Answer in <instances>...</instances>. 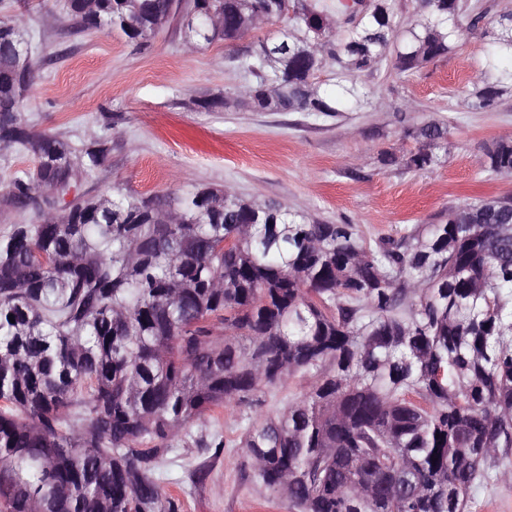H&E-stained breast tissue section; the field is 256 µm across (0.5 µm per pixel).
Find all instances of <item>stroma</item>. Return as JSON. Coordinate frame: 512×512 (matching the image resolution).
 Here are the masks:
<instances>
[{"label":"stroma","mask_w":512,"mask_h":512,"mask_svg":"<svg viewBox=\"0 0 512 512\" xmlns=\"http://www.w3.org/2000/svg\"><path fill=\"white\" fill-rule=\"evenodd\" d=\"M67 0H0V18L19 16L40 61V79L27 92L24 117L33 130L81 148L107 141L101 169L73 191L112 190L171 200L203 187H229L318 219L357 225L367 240L399 237L465 203L512 196V176L494 175L485 153L512 139V91L486 112L467 105L479 82L490 41L475 28L448 55L399 74H363L356 112L317 117L307 112H260L247 107L206 111L199 100L237 95L247 79L235 56L292 28L291 16L234 41L189 51L178 23L146 44L119 32L77 27ZM448 126L441 165L417 170L408 157L423 145L422 126ZM395 156L385 164V156ZM34 156L0 151V232L37 218L9 204L5 186L34 169ZM311 376L288 378L254 404L232 403L192 427L194 436L220 435L221 448L180 447L165 464L161 485L181 512H289L288 503L255 478L240 446L245 429L306 392Z\"/></svg>","instance_id":"35a3bbf8"}]
</instances>
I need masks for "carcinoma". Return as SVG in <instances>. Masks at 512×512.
Masks as SVG:
<instances>
[{"instance_id": "carcinoma-1", "label": "carcinoma", "mask_w": 512, "mask_h": 512, "mask_svg": "<svg viewBox=\"0 0 512 512\" xmlns=\"http://www.w3.org/2000/svg\"><path fill=\"white\" fill-rule=\"evenodd\" d=\"M80 27L149 41L181 18L188 48L235 41L293 12L295 27L240 60L238 102L332 117L360 102L356 77L408 73L465 35L461 0H69ZM351 26L338 28L340 18ZM475 111L512 72V13L489 21ZM20 23L0 18V150L37 159L7 184L36 221L0 233V507L5 512H179L158 477L175 439L230 402L259 400L296 372L313 385L241 441L291 512H467L512 448V199L448 211L367 244L277 202L200 188L164 208L81 195L106 142L79 149L33 131L25 92L39 65ZM334 93L314 82L325 57ZM407 165L440 163L429 145ZM512 174V141L486 153ZM14 320H9V317Z\"/></svg>"}]
</instances>
